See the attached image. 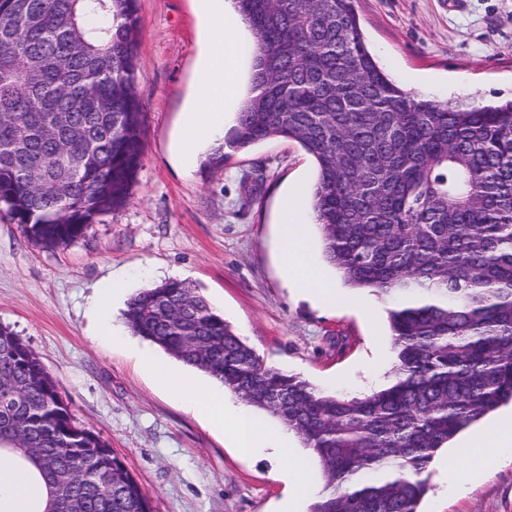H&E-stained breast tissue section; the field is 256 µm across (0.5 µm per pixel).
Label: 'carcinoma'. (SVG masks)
I'll return each mask as SVG.
<instances>
[{
  "label": "carcinoma",
  "mask_w": 512,
  "mask_h": 512,
  "mask_svg": "<svg viewBox=\"0 0 512 512\" xmlns=\"http://www.w3.org/2000/svg\"><path fill=\"white\" fill-rule=\"evenodd\" d=\"M236 4L258 72L208 164L271 138L314 159L325 260L389 303L392 377L361 397L322 390L267 364L182 280L134 295L127 324L299 437L323 482L309 512H418L440 450L512 400V99L403 90L375 61L355 0ZM139 57L138 0H0V205L32 242L68 245L131 200ZM0 443L46 489L33 512H154L2 326Z\"/></svg>",
  "instance_id": "1"
}]
</instances>
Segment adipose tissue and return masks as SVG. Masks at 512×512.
I'll use <instances>...</instances> for the list:
<instances>
[{
	"label": "adipose tissue",
	"instance_id": "1",
	"mask_svg": "<svg viewBox=\"0 0 512 512\" xmlns=\"http://www.w3.org/2000/svg\"><path fill=\"white\" fill-rule=\"evenodd\" d=\"M205 22L207 47L196 68L198 92L183 119L178 152L185 165H193L222 143L235 124L254 74L255 40L234 0H197ZM308 187L299 181L282 195L278 208L280 264L294 275L295 284L327 308L336 305L332 280L317 263L308 242L307 226L315 218L304 206ZM179 399L200 413L210 428L227 434L242 452L265 449L282 457L284 437L258 421L244 408H225L220 392H203L195 380L180 381ZM468 447L481 449L478 470H486L512 453V415L473 433ZM40 488L29 472L0 460V512H29Z\"/></svg>",
	"mask_w": 512,
	"mask_h": 512
}]
</instances>
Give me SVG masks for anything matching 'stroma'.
Returning <instances> with one entry per match:
<instances>
[{"label": "stroma", "mask_w": 512, "mask_h": 512, "mask_svg": "<svg viewBox=\"0 0 512 512\" xmlns=\"http://www.w3.org/2000/svg\"><path fill=\"white\" fill-rule=\"evenodd\" d=\"M356 9L378 63L403 89L437 101L512 98V0H357ZM138 16L144 155L132 199L59 248L29 241L1 208L0 325L37 352L76 422L110 445L155 512H277L292 490L288 464L240 453L142 368L150 355L187 370L131 331L129 296L176 275L268 364L351 397L390 378L388 305L340 285L336 307L326 309L286 283L279 199L295 182L317 178L296 142L269 139L215 169L187 173L175 162L200 23L193 0H139ZM116 274L127 287L105 333L93 302ZM116 335L123 344H113ZM474 458L471 448L436 457L421 512H512L511 459L447 488L442 464L466 471Z\"/></svg>", "instance_id": "35a3bbf8"}]
</instances>
